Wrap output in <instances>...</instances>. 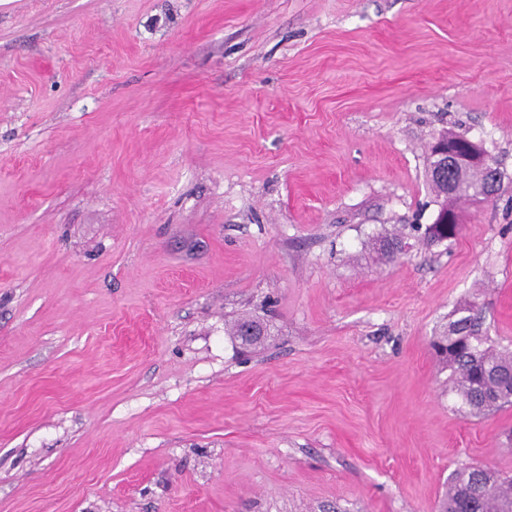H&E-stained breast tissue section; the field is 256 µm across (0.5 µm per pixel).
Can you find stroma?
Listing matches in <instances>:
<instances>
[{
	"label": "stroma",
	"instance_id": "35a3bbf8",
	"mask_svg": "<svg viewBox=\"0 0 512 512\" xmlns=\"http://www.w3.org/2000/svg\"><path fill=\"white\" fill-rule=\"evenodd\" d=\"M444 131L504 177L426 245ZM471 304L512 350V0H0V512H438L512 475ZM467 307H471L472 313L451 319L448 331L437 337L433 346L448 364L453 388L470 411L482 412L512 404V381L509 384L512 353L499 351L489 344V337L481 334L477 306ZM462 339H466L467 344L454 354V358H448L441 351H448ZM464 500L468 512H512V476L480 466L462 467L452 475L438 511L449 512L453 504Z\"/></svg>",
	"mask_w": 512,
	"mask_h": 512
}]
</instances>
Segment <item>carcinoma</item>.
Segmentation results:
<instances>
[{"instance_id":"carcinoma-1","label":"carcinoma","mask_w":512,"mask_h":512,"mask_svg":"<svg viewBox=\"0 0 512 512\" xmlns=\"http://www.w3.org/2000/svg\"><path fill=\"white\" fill-rule=\"evenodd\" d=\"M426 177L435 194L448 198L450 206L460 199H469L473 189L485 182L470 167H450L445 179L438 178L429 168ZM458 232L457 224L448 225L446 235L440 232L439 225L431 224L425 235L427 241L438 243L455 238ZM471 309L470 315L450 320L448 331L437 337L433 346L438 352L446 351L467 340L454 357L445 361L462 403L472 411L482 412L512 404V383L507 380L512 373V353L499 351L490 344L489 337L482 335L477 306L473 304ZM464 500L470 512H512V476L480 466L462 467L452 475L448 495L439 503V512H448L453 504Z\"/></svg>"}]
</instances>
